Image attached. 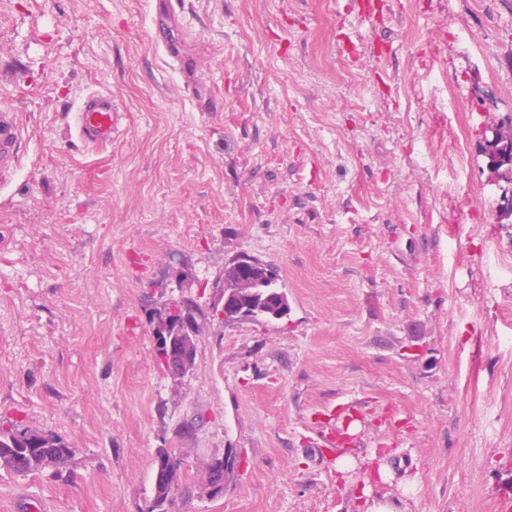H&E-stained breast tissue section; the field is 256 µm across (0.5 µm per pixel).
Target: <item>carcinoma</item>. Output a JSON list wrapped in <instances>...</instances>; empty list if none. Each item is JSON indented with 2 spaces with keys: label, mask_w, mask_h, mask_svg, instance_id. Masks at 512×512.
Returning <instances> with one entry per match:
<instances>
[{
  "label": "carcinoma",
  "mask_w": 512,
  "mask_h": 512,
  "mask_svg": "<svg viewBox=\"0 0 512 512\" xmlns=\"http://www.w3.org/2000/svg\"><path fill=\"white\" fill-rule=\"evenodd\" d=\"M253 267L242 269L228 281L218 280L216 286L228 285L224 296L234 299L229 318L248 317L254 320L271 319L284 302L285 294L279 288L276 277L252 274ZM167 319L171 329L183 336L186 349H196V337L202 333V324L197 320L193 305L174 302L158 314V319ZM72 456L69 443L52 431L24 427L7 431L0 430V467L18 474H30L50 470L61 473ZM237 453L214 456L202 464L200 483L217 487L212 497L224 493L226 478L235 469ZM179 473L175 452L160 448L156 454V470L153 485V507L149 512H167L178 487Z\"/></svg>",
  "instance_id": "carcinoma-1"
}]
</instances>
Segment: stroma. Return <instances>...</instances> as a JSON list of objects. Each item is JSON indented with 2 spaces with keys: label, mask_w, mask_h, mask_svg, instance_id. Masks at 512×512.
<instances>
[{
  "label": "stroma",
  "mask_w": 512,
  "mask_h": 512,
  "mask_svg": "<svg viewBox=\"0 0 512 512\" xmlns=\"http://www.w3.org/2000/svg\"><path fill=\"white\" fill-rule=\"evenodd\" d=\"M0 0V429L51 430L62 474L0 468V512H501L512 502V218L480 152L512 113V0ZM357 55H347L344 40ZM111 94L112 142L73 114ZM428 164H421V155ZM268 264L282 319L216 313L225 263ZM205 316L174 377L157 313ZM360 399L356 446L312 413ZM223 495L200 482L227 449ZM350 468L339 471L340 459ZM21 130L17 113L0 105V185L3 186L19 164ZM178 466L175 452L172 449H158L153 485V507L147 512H167L166 506L178 487Z\"/></svg>",
  "instance_id": "1"
}]
</instances>
